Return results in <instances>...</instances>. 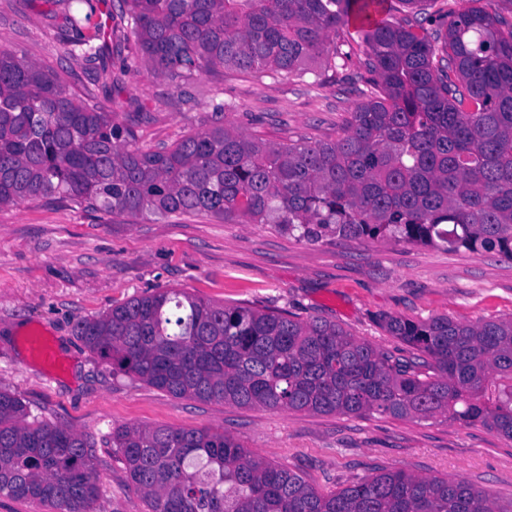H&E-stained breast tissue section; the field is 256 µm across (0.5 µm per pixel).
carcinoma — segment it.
<instances>
[{
    "instance_id": "obj_1",
    "label": "carcinoma",
    "mask_w": 512,
    "mask_h": 512,
    "mask_svg": "<svg viewBox=\"0 0 512 512\" xmlns=\"http://www.w3.org/2000/svg\"><path fill=\"white\" fill-rule=\"evenodd\" d=\"M66 54L94 80L113 48L191 83L218 68L292 81L331 65L366 22V101L333 141L274 142L224 125L171 146L129 145L112 106L0 47V208L56 198L87 211L206 214L299 237L384 239L512 261V23L465 8L443 37L372 19L384 0H122V39L90 24L106 0H52ZM402 359L322 320L205 301L176 288L134 297L75 335L112 369L177 397L322 414L480 422L512 440V316L467 323L387 316ZM150 512H506L461 480L383 472L324 494L209 428L119 426ZM94 443L0 390V498L93 512Z\"/></svg>"
}]
</instances>
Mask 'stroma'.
<instances>
[{
  "instance_id": "stroma-1",
  "label": "stroma",
  "mask_w": 512,
  "mask_h": 512,
  "mask_svg": "<svg viewBox=\"0 0 512 512\" xmlns=\"http://www.w3.org/2000/svg\"><path fill=\"white\" fill-rule=\"evenodd\" d=\"M465 0H386L379 19L409 18L445 34ZM51 0H0V45L63 75L77 89L94 83L81 60L62 50L45 14ZM359 20L344 28L347 56L323 85L254 79L223 69L179 87L145 57L113 55L107 78L116 120L142 148L171 145L217 124L281 141L333 140L356 105L352 78L369 77ZM225 104L215 112V104ZM178 288L217 304L337 324L397 356L412 347L379 325L383 315L423 320L448 315L477 322L512 316V261L493 252L447 251L407 243L298 239L270 224H222L190 215L90 212L54 198L0 209V388L44 421L66 425L94 444L99 496L94 512H150L132 484L112 430L121 425L212 428L247 451L302 475L321 492L390 470L461 479L512 505V441L479 422L379 414H316L237 408L179 398L113 374L75 336L83 319L135 296ZM51 339L65 362L56 375L24 339Z\"/></svg>"
}]
</instances>
